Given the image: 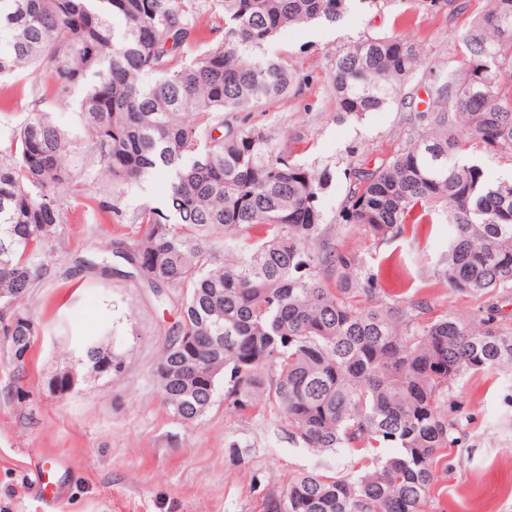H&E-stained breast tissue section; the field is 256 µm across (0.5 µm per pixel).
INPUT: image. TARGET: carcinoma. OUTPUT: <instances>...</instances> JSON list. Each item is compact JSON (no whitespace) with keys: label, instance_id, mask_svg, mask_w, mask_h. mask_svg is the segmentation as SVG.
<instances>
[{"label":"carcinoma","instance_id":"1","mask_svg":"<svg viewBox=\"0 0 512 512\" xmlns=\"http://www.w3.org/2000/svg\"><path fill=\"white\" fill-rule=\"evenodd\" d=\"M364 4L379 11L385 0H212L224 36L206 42L181 0H0V77L25 71L36 88L50 79L57 101L80 89L84 134L70 137L39 97L0 145V335L23 361L38 335L24 307L42 276L36 259L77 178L118 192L167 173L163 210L103 204L136 226L113 256L154 291L182 293L155 367L164 405L197 422L222 385L228 409L243 418L271 407L304 448L395 449L355 475L300 473L266 494L264 512H423L435 459L460 442L453 390L472 373L512 371V320L495 306L476 324L422 322L414 303L358 304L353 256L320 245L331 167L289 158L249 124L310 82L266 46ZM459 40L461 78L434 80L430 125L390 161L353 172L338 218L379 239L446 207L441 276L482 297L512 288V180H487L461 153L475 140L512 154V0H490ZM423 65L419 44L393 31L348 44L328 77L337 117L391 105ZM83 143L93 161L77 174ZM79 353L84 364L112 356L92 337Z\"/></svg>","mask_w":512,"mask_h":512}]
</instances>
